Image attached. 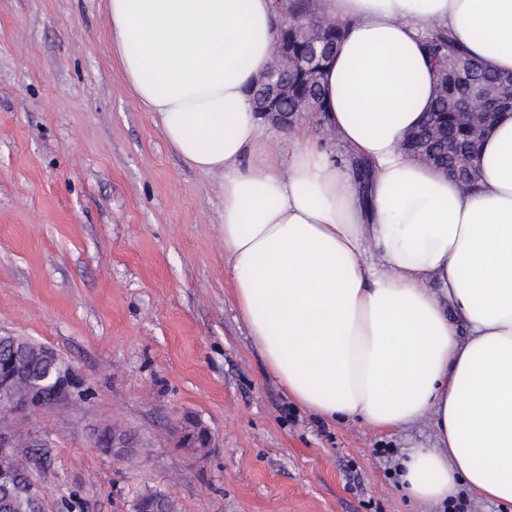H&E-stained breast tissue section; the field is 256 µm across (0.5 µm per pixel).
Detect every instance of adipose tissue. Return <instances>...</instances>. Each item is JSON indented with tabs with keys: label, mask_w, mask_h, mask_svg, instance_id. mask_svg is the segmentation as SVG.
Instances as JSON below:
<instances>
[{
	"label": "adipose tissue",
	"mask_w": 512,
	"mask_h": 512,
	"mask_svg": "<svg viewBox=\"0 0 512 512\" xmlns=\"http://www.w3.org/2000/svg\"><path fill=\"white\" fill-rule=\"evenodd\" d=\"M106 9L125 86L189 167L224 177L235 307L293 401L376 429L433 417L436 446L401 461L405 493L512 505V113L484 133L470 190L400 149L430 108L427 33L512 71V0H320L346 32L317 126L372 161L365 190L315 136L253 110L274 0Z\"/></svg>",
	"instance_id": "adipose-tissue-1"
}]
</instances>
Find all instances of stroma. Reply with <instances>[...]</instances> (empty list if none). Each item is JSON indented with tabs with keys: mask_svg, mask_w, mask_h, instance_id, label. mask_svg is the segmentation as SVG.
Instances as JSON below:
<instances>
[{
	"mask_svg": "<svg viewBox=\"0 0 512 512\" xmlns=\"http://www.w3.org/2000/svg\"><path fill=\"white\" fill-rule=\"evenodd\" d=\"M224 179L188 167L123 87L105 0H0V333L52 349L85 399L15 423L40 512H448L398 464L394 430L296 406L233 298ZM212 446L179 445L186 416ZM133 442L118 457L97 430Z\"/></svg>",
	"mask_w": 512,
	"mask_h": 512,
	"instance_id": "stroma-1",
	"label": "stroma"
}]
</instances>
